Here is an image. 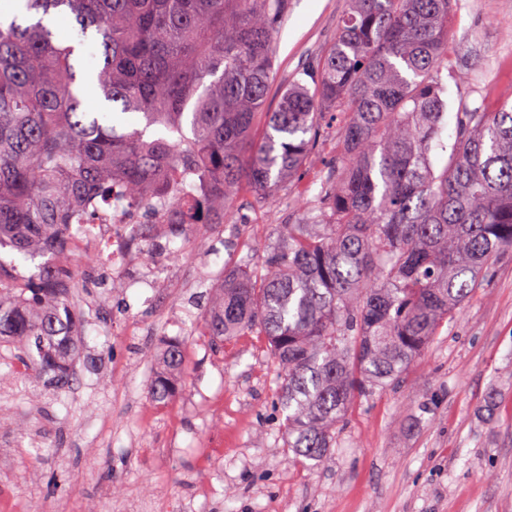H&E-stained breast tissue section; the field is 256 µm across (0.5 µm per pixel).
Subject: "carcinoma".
<instances>
[{"mask_svg": "<svg viewBox=\"0 0 512 512\" xmlns=\"http://www.w3.org/2000/svg\"><path fill=\"white\" fill-rule=\"evenodd\" d=\"M288 2L0 0V248L39 261L30 275L0 262V344L67 388L84 318L69 301L73 218L116 182L139 207H190L201 179L189 224H222L235 195L302 180L332 121L316 203L224 267L201 323L214 343L265 337L286 448L320 460L354 403L394 384L512 250V103L462 105L448 134L454 0H348L332 43L264 113ZM158 362L149 398L165 403L182 342ZM325 139L319 144L316 149V157L313 159L312 168L324 170L327 174L328 162L334 156L333 150L336 146L337 129L336 124L329 129L325 130Z\"/></svg>", "mask_w": 512, "mask_h": 512, "instance_id": "carcinoma-1", "label": "carcinoma"}]
</instances>
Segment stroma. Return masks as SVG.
Listing matches in <instances>:
<instances>
[{
  "instance_id": "stroma-1",
  "label": "stroma",
  "mask_w": 512,
  "mask_h": 512,
  "mask_svg": "<svg viewBox=\"0 0 512 512\" xmlns=\"http://www.w3.org/2000/svg\"><path fill=\"white\" fill-rule=\"evenodd\" d=\"M345 0H289L266 107L336 36ZM445 77L449 111L512 98V0H456ZM304 180L224 223L196 224L138 279L76 251L80 328L74 383L51 390L0 348V512H512V251L407 368L356 402L337 445L298 463L274 410L277 367L262 337L212 344L193 321L242 245H263L313 202ZM119 289H112V281ZM111 300H104V293ZM185 347L182 389L148 388L170 339Z\"/></svg>"
}]
</instances>
